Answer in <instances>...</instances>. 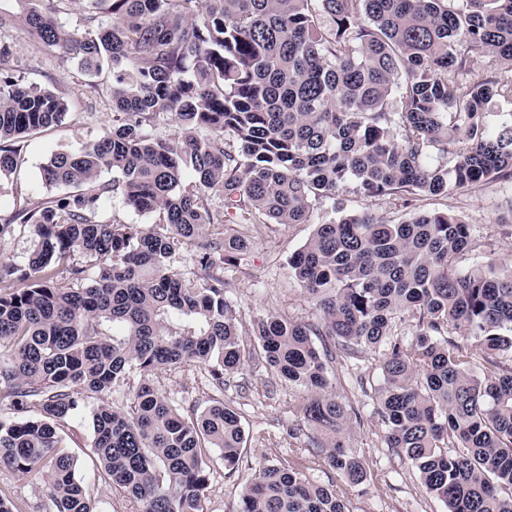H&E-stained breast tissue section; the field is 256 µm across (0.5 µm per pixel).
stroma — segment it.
<instances>
[{"label":"stroma","instance_id":"1","mask_svg":"<svg viewBox=\"0 0 512 512\" xmlns=\"http://www.w3.org/2000/svg\"><path fill=\"white\" fill-rule=\"evenodd\" d=\"M4 39L14 46L6 68L25 82L62 97L69 106V114L62 124L24 138L17 170L0 179L2 216L18 207L20 195L33 199L52 195V188L46 187L40 178V171L52 154L77 150L110 131L113 124L111 100L91 93V78L76 62L61 63L56 48L34 43L19 30L6 33ZM343 196L349 211L372 214L390 223L404 220L410 211L398 200L358 194L350 184ZM414 209L448 212L469 224L472 243L460 258L462 268L512 264V223L503 220L512 210V183L480 182L445 197L423 198ZM314 225L264 224L257 218H239L232 223L204 227L203 235L207 238L229 234L248 238L249 246L240 257L239 273L228 294L242 332H250L255 319L270 313L304 322L319 317L315 301L288 270L289 257L308 241ZM383 358L382 351L371 350L353 358L337 359L328 366L333 391L349 411V446L362 460L368 472L367 482L358 488L345 486L336 471L320 459L312 463L311 474L322 483L342 488L350 512H447L443 502L426 493L416 468L382 442L383 427L375 412V398ZM240 375L245 379L244 386H225L223 399L239 410L251 436L244 450V463L236 471L225 470L221 460L212 463L207 512H235L251 477L252 464H277L308 453V430L295 412L296 406L306 400V393L272 380L265 367L252 362L245 364ZM154 382L164 395L198 410L207 407L213 397L201 367L185 366L162 372L155 375ZM95 405V400H88L84 409L62 428L69 452L77 461V476L88 488L99 512H140L137 501L112 491L99 477L98 463L89 451ZM288 430L297 433L291 445L268 447L265 435L277 436ZM0 485L10 487L25 503L27 512H44L47 491L41 475L20 477L0 465Z\"/></svg>","mask_w":512,"mask_h":512}]
</instances>
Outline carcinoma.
I'll return each mask as SVG.
<instances>
[{
  "label": "carcinoma",
  "mask_w": 512,
  "mask_h": 512,
  "mask_svg": "<svg viewBox=\"0 0 512 512\" xmlns=\"http://www.w3.org/2000/svg\"><path fill=\"white\" fill-rule=\"evenodd\" d=\"M27 2L20 19L0 10V35L20 24L90 75L112 66L123 119L52 155L41 179L60 193L0 223V240L17 224L32 232L25 264L0 261V341L12 343L0 404L20 414L0 421V465L27 476L48 462L52 512H97L60 433L97 399L90 448L104 481L141 512H207V459L217 451L239 467L241 415L217 398L184 410L153 376L199 366L222 390L249 351L312 394L300 409L309 447L360 486L367 471L346 444L327 361L334 345L347 356L383 347L386 447L448 512H512V267L459 270L471 232L452 214L387 224L341 199L350 181L408 204L512 180V113L492 112L512 99V0H83L81 32L60 22L64 0ZM490 57L507 68H487ZM474 71L485 76L468 80ZM67 114L65 100L0 66V177L18 166L17 139ZM170 118L177 141L155 135ZM211 190L223 197L216 212ZM115 199L158 224L102 219ZM326 201L338 217L288 259L320 317H259L252 350L226 298L230 255L248 240L201 244L190 278L171 268L206 224L239 213L309 224ZM404 317L412 330L399 337ZM113 393L129 395V409L103 401ZM235 512L349 510L302 464L258 462Z\"/></svg>",
  "instance_id": "cac0c4a2"
}]
</instances>
